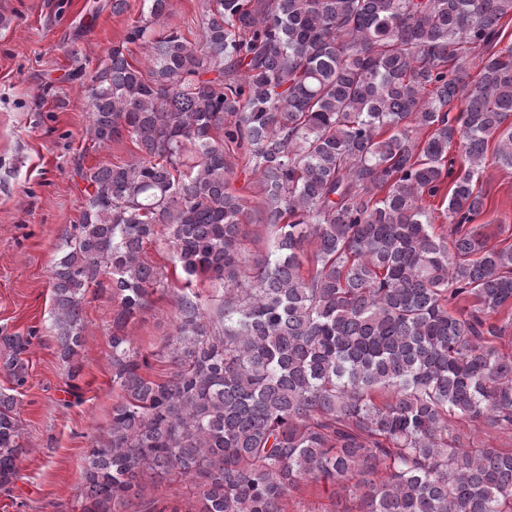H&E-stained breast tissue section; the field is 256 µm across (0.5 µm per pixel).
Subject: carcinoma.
Returning a JSON list of instances; mask_svg holds the SVG:
<instances>
[{
	"instance_id": "obj_1",
	"label": "carcinoma",
	"mask_w": 512,
	"mask_h": 512,
	"mask_svg": "<svg viewBox=\"0 0 512 512\" xmlns=\"http://www.w3.org/2000/svg\"><path fill=\"white\" fill-rule=\"evenodd\" d=\"M167 8L148 0L90 76L88 139L136 152L77 169L85 207L52 267L76 398L85 293L118 300L120 395L85 459L82 512H178L152 496L162 475L195 482L191 512H283L304 481L359 512H506L512 451L448 437L456 419L512 427L493 321L512 313V244L473 223L489 141L512 169V44L497 48L512 0H207L194 43L156 30ZM233 153L262 194L267 251L253 257ZM439 196L448 234L424 205ZM161 232L182 286L171 372L153 379L128 328L171 286L146 258ZM197 281L224 300L205 307ZM34 338L0 333L15 391ZM17 405L0 392L7 495L30 452Z\"/></svg>"
}]
</instances>
